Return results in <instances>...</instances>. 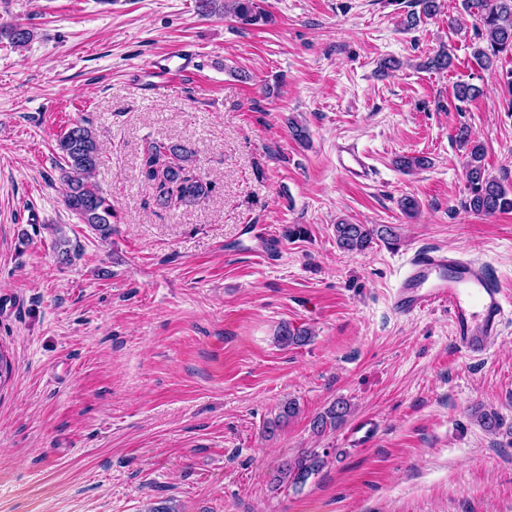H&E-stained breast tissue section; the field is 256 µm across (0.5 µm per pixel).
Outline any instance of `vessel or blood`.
I'll return each mask as SVG.
<instances>
[{"label": "vessel or blood", "mask_w": 512, "mask_h": 512, "mask_svg": "<svg viewBox=\"0 0 512 512\" xmlns=\"http://www.w3.org/2000/svg\"><path fill=\"white\" fill-rule=\"evenodd\" d=\"M336 165L354 182L373 175L368 156L351 144L337 145ZM505 301L501 283L481 263L441 248L417 250L390 297L392 310L402 316L447 307L458 346L473 358L487 355L501 335Z\"/></svg>", "instance_id": "1"}]
</instances>
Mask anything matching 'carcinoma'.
<instances>
[{
  "label": "carcinoma",
  "instance_id": "obj_1",
  "mask_svg": "<svg viewBox=\"0 0 512 512\" xmlns=\"http://www.w3.org/2000/svg\"><path fill=\"white\" fill-rule=\"evenodd\" d=\"M465 11L477 18L481 39L485 45L474 48L477 64L492 74L497 71V62L502 55H512V0H462ZM202 14L229 15L245 25L268 22L256 0H197ZM5 33L17 47L28 45L33 39L31 29L21 24L9 25ZM449 53L441 51L427 58L424 67L444 71L452 66ZM455 139L465 151L466 181L468 195L463 207L477 215H494L512 212V185L489 175L483 164L484 146L473 137L468 126L458 128ZM62 163L58 166L59 181L64 185V204L84 224L97 231L101 238L112 235L113 209L107 197L89 178L99 160L100 145L94 130L82 121H76L56 143ZM194 154L181 144L152 141L144 149L141 174L154 186L156 201L163 207L188 206L199 203L210 192L208 183L192 168ZM336 244L347 252L366 250L374 237L388 239L396 237L390 225L349 224L334 225ZM284 345H303L310 339L305 330H292L285 326L278 336ZM350 413V404L344 399L332 403L312 421L313 430L323 431L329 426L342 424ZM324 464L316 452H305L284 463L278 470L276 480L295 487L302 486Z\"/></svg>",
  "mask_w": 512,
  "mask_h": 512
}]
</instances>
